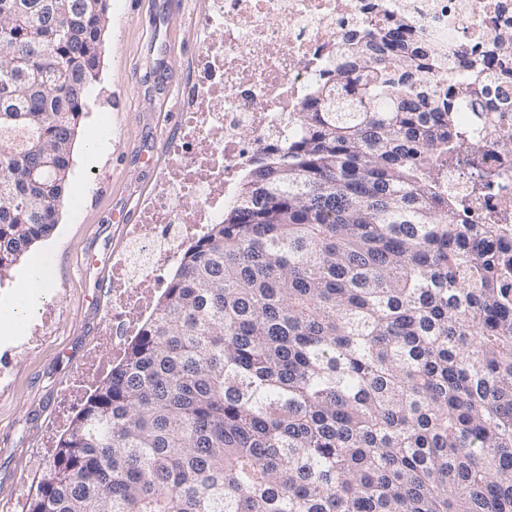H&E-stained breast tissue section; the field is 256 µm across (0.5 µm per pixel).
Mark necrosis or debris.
Masks as SVG:
<instances>
[{
	"mask_svg": "<svg viewBox=\"0 0 512 512\" xmlns=\"http://www.w3.org/2000/svg\"><path fill=\"white\" fill-rule=\"evenodd\" d=\"M410 17L418 35L480 49L512 27V0H209L194 18L196 51L187 71L184 122L166 143L168 163L126 230L127 247L112 258V305L99 348L84 363L78 388L92 383L106 355L123 354L168 286L167 271L206 225L234 199L241 171L297 131L307 90L336 59L347 32ZM482 166L495 186L472 208L506 209L512 225V150L488 147Z\"/></svg>",
	"mask_w": 512,
	"mask_h": 512,
	"instance_id": "4bbe7bcc",
	"label": "necrosis or debris"
}]
</instances>
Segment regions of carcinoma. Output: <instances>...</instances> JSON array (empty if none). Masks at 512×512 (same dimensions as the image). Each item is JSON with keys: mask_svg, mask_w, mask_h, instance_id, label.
<instances>
[{"mask_svg": "<svg viewBox=\"0 0 512 512\" xmlns=\"http://www.w3.org/2000/svg\"><path fill=\"white\" fill-rule=\"evenodd\" d=\"M75 2L0 10V281L68 187L87 102L52 88L92 59L47 21ZM510 59L508 31L461 60L402 15L342 37L296 136L184 250L26 512H512V238L495 211L467 219L492 178L455 123L512 109ZM453 165L474 173L463 192Z\"/></svg>", "mask_w": 512, "mask_h": 512, "instance_id": "1", "label": "carcinoma"}]
</instances>
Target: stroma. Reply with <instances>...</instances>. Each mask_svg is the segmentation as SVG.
<instances>
[{"label":"stroma","mask_w":512,"mask_h":512,"mask_svg":"<svg viewBox=\"0 0 512 512\" xmlns=\"http://www.w3.org/2000/svg\"><path fill=\"white\" fill-rule=\"evenodd\" d=\"M208 0H121L123 16L104 34L101 67L90 112L75 140L69 185L53 233L32 248L52 259L56 315L48 338L29 341V329L0 333V505L33 495L52 460L62 428L59 409L75 416L80 402L62 404L87 353L96 349L111 303L115 251L127 224L139 223L140 204L167 162L163 145L179 128L175 99L195 50L190 25ZM127 212V224L113 216Z\"/></svg>","instance_id":"1"}]
</instances>
